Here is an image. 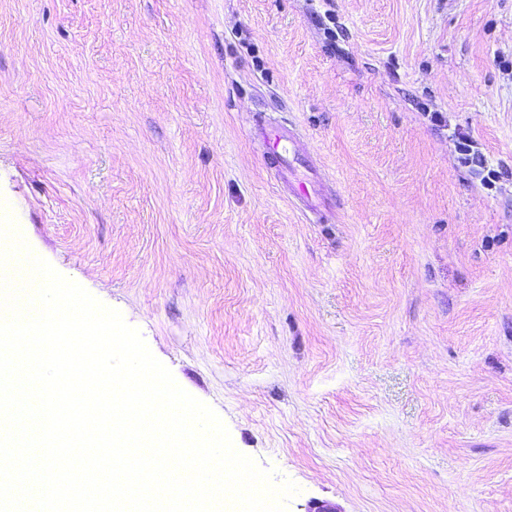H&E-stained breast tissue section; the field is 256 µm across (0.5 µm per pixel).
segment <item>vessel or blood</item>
Segmentation results:
<instances>
[{
	"mask_svg": "<svg viewBox=\"0 0 512 512\" xmlns=\"http://www.w3.org/2000/svg\"><path fill=\"white\" fill-rule=\"evenodd\" d=\"M264 145L278 176L287 182L289 190L299 198L303 208L312 214H320V190L313 182L299 175L300 169L307 167L308 161L300 153L294 133L281 127L270 128L264 137Z\"/></svg>",
	"mask_w": 512,
	"mask_h": 512,
	"instance_id": "1",
	"label": "vessel or blood"
}]
</instances>
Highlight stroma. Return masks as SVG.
<instances>
[{"label": "stroma", "instance_id": "obj_1", "mask_svg": "<svg viewBox=\"0 0 512 512\" xmlns=\"http://www.w3.org/2000/svg\"><path fill=\"white\" fill-rule=\"evenodd\" d=\"M0 208L287 512H512V0H0ZM264 145L268 159L274 164L278 176L288 183V189L299 198L305 210L320 216L323 203L321 191L313 182L298 176L301 167H312L300 153L294 133L281 127H272L264 137Z\"/></svg>", "mask_w": 512, "mask_h": 512}]
</instances>
